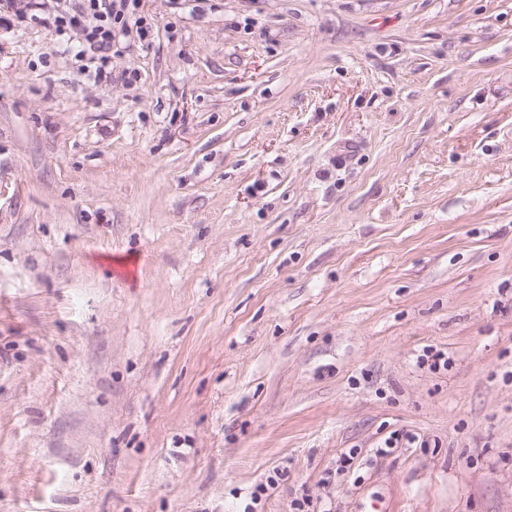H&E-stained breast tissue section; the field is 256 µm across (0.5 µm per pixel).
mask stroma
I'll list each match as a JSON object with an SVG mask.
<instances>
[{"mask_svg":"<svg viewBox=\"0 0 512 512\" xmlns=\"http://www.w3.org/2000/svg\"><path fill=\"white\" fill-rule=\"evenodd\" d=\"M137 14L0 26V512H512V0ZM139 0H65L68 4L54 12L34 13L30 3L26 4V16L33 20L49 22L57 30H78L83 42L76 45V57H82L84 44L90 50L99 53L100 65L96 69V77L107 79L108 61L112 48L116 45L117 32H128L130 19L137 8Z\"/></svg>","mask_w":512,"mask_h":512,"instance_id":"1","label":"stroma"}]
</instances>
